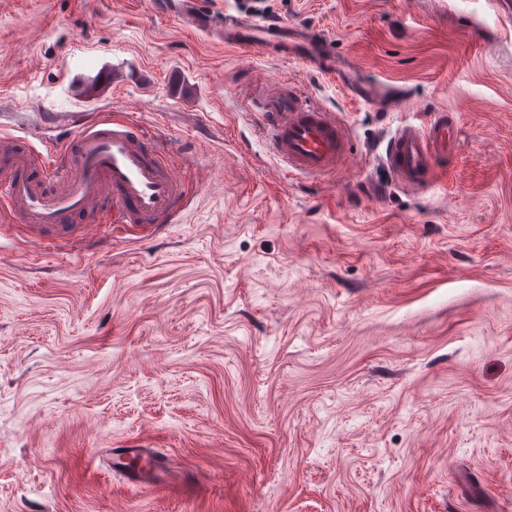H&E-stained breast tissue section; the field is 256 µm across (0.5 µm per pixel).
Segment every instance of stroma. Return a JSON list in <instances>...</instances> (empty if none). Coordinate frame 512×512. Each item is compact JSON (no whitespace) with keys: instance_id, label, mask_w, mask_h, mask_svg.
Returning a JSON list of instances; mask_svg holds the SVG:
<instances>
[{"instance_id":"stroma-1","label":"stroma","mask_w":512,"mask_h":512,"mask_svg":"<svg viewBox=\"0 0 512 512\" xmlns=\"http://www.w3.org/2000/svg\"><path fill=\"white\" fill-rule=\"evenodd\" d=\"M265 4L408 107L301 60L241 70L153 0H0V131L122 115L188 196L156 231L0 236V512H512V0ZM271 80L366 165L268 183L249 102ZM443 109L446 175L406 192L377 157ZM134 445L179 483L113 473Z\"/></svg>"}]
</instances>
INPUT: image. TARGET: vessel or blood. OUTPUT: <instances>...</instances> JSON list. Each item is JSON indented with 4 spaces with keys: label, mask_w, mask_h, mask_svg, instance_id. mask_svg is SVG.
<instances>
[{
    "label": "vessel or blood",
    "mask_w": 512,
    "mask_h": 512,
    "mask_svg": "<svg viewBox=\"0 0 512 512\" xmlns=\"http://www.w3.org/2000/svg\"><path fill=\"white\" fill-rule=\"evenodd\" d=\"M156 7L239 50L241 68H249L257 51L301 58L337 78L352 100L373 111L399 112L410 101L402 86L366 75L339 55L319 29L231 12L218 26L203 0H158ZM259 105L264 134L279 160L267 179L280 180L290 168L318 175L341 165H362V158L347 153L348 135L335 116L309 105L296 87L268 82ZM62 124L65 137L39 147L0 136V210L10 222L24 224L30 238L49 244L83 241L98 218L152 229L177 221L185 198L183 166L171 161L170 149L157 134L109 115L72 112ZM455 127L454 116L445 110L430 113L424 125L400 127L387 143L384 164L410 189L432 185L443 171Z\"/></svg>",
    "instance_id": "1"
}]
</instances>
